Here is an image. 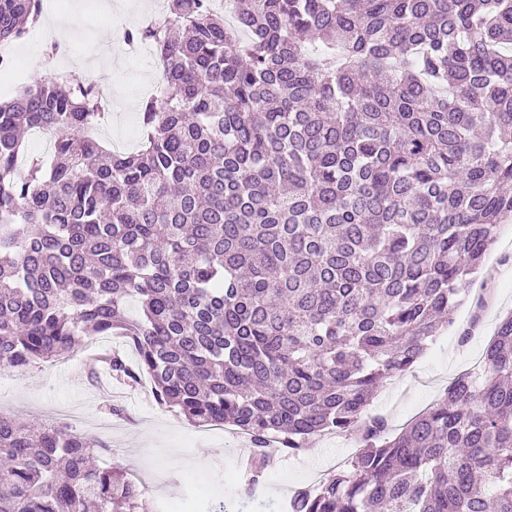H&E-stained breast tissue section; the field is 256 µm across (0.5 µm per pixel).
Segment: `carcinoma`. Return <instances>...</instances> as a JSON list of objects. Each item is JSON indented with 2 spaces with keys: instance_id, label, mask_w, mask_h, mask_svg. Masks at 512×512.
I'll return each instance as SVG.
<instances>
[{
  "instance_id": "cac0c4a2",
  "label": "carcinoma",
  "mask_w": 512,
  "mask_h": 512,
  "mask_svg": "<svg viewBox=\"0 0 512 512\" xmlns=\"http://www.w3.org/2000/svg\"><path fill=\"white\" fill-rule=\"evenodd\" d=\"M127 28L160 94L134 151L91 135L93 81L0 103V367L123 336L107 370L190 424L297 450L358 436L290 512H512V314L484 378L396 435L384 380L445 329L512 217V0H166ZM39 0H0V44ZM53 135L18 161L22 134ZM97 442L0 414V512H154Z\"/></svg>"
}]
</instances>
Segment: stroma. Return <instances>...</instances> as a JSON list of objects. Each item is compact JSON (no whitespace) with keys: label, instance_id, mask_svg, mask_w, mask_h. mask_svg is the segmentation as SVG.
<instances>
[{"label":"stroma","instance_id":"obj_1","mask_svg":"<svg viewBox=\"0 0 512 512\" xmlns=\"http://www.w3.org/2000/svg\"><path fill=\"white\" fill-rule=\"evenodd\" d=\"M42 0L60 15L73 16L76 39L50 53L42 36L31 32L18 46L23 60L40 55L48 75L81 71L112 90V120L98 133L109 149L132 140L140 128L139 112L149 89L157 83L155 64L143 60L142 50L125 46L123 30L139 24L146 0ZM512 313V220L502 224L484 265L471 281L465 302L448 314L450 326L425 355L402 376L384 381L370 410L401 431L440 398L458 376L481 377L486 348L501 319ZM97 362L88 354L64 364L34 363L24 369H0V411L32 424L51 421L60 411L84 413L81 432L101 442L100 466L126 470L145 498L162 512H177L192 500L198 512H218L234 501L237 512H282L284 499L345 466L356 454L355 439L323 435L297 451L274 452L266 478L255 497L244 495L246 476L238 466L249 454L245 440L224 426H191L175 409L160 404L144 388L130 387L90 374ZM118 405L120 413L109 410Z\"/></svg>","mask_w":512,"mask_h":512}]
</instances>
